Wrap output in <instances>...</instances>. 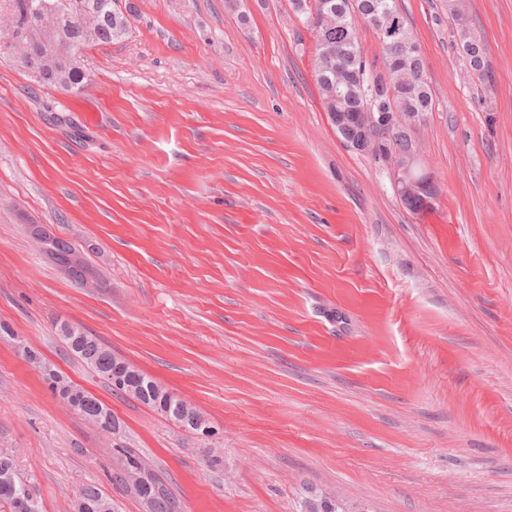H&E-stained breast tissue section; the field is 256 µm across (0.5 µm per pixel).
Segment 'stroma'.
<instances>
[{
	"mask_svg": "<svg viewBox=\"0 0 512 512\" xmlns=\"http://www.w3.org/2000/svg\"><path fill=\"white\" fill-rule=\"evenodd\" d=\"M125 2L79 93L0 53V449L41 512L88 483L145 506L19 338L112 409L184 512H322L330 492L338 512H512V0H399L434 100L421 216L330 124L289 0ZM459 6L489 88L453 45ZM63 320L186 399L223 464L68 356ZM30 228L32 238L40 241L42 252L62 273L81 286L95 281L102 287L94 268L74 246L54 236L44 224H32Z\"/></svg>",
	"mask_w": 512,
	"mask_h": 512,
	"instance_id": "35a3bbf8",
	"label": "stroma"
}]
</instances>
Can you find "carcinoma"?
<instances>
[{
    "label": "carcinoma",
    "instance_id": "1",
    "mask_svg": "<svg viewBox=\"0 0 512 512\" xmlns=\"http://www.w3.org/2000/svg\"><path fill=\"white\" fill-rule=\"evenodd\" d=\"M310 0H290L294 13L301 19L306 29L315 32L311 21ZM335 6L328 23L319 32L321 45L313 60L314 75L317 76L318 94L322 107L332 112H362L370 97L374 82L373 64L366 58L359 43L358 33L351 21L360 14L365 25L378 35L380 52L387 57L393 55L400 61V67L393 71L388 90L389 102L400 112H420L424 115L433 110V97L426 81L424 66L416 53L418 44L398 5V0H327ZM99 3V0H10L13 16V33L29 28L46 10L60 13V27L64 39L75 35V21L86 8ZM399 23L397 36L389 39L380 36V28L389 21ZM128 30V23L108 21L97 32L92 43H110L122 38ZM457 41L463 61L468 70L478 73L488 80L484 72V60L472 62L474 44L480 40L467 34L462 26L452 33ZM25 68L39 75L37 82L67 93L78 92L86 79L84 65L79 63L64 69L46 65V54L42 45L31 46ZM31 236L40 241L46 257L66 276L82 285L88 281H99V277L85 260L84 256L70 243L53 235L44 224L31 225ZM68 323L59 324V335L67 349L82 359L106 380H112L114 371L127 374V387L122 394L131 396L142 404L157 411L167 419L179 421L186 409L185 401L165 389L156 380L129 364L120 366L123 358L115 355L101 341L79 327L75 334L67 333ZM74 399L84 415L90 419H101L105 424L117 421L112 410L89 392L74 387ZM121 452L118 469L134 471V476H144L160 486L156 512H175L180 500L152 471L147 470L144 459L135 451L121 444L116 445ZM85 496L97 505L96 512H114L112 498L93 484L84 487ZM0 512H40L38 504L31 496L24 479L14 492H5L0 484Z\"/></svg>",
    "mask_w": 512,
    "mask_h": 512
}]
</instances>
